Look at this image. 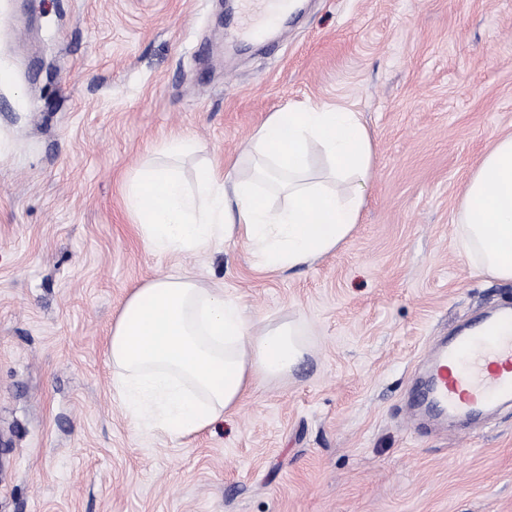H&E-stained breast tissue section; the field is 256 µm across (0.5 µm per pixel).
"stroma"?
<instances>
[{
    "label": "stroma",
    "mask_w": 512,
    "mask_h": 512,
    "mask_svg": "<svg viewBox=\"0 0 512 512\" xmlns=\"http://www.w3.org/2000/svg\"><path fill=\"white\" fill-rule=\"evenodd\" d=\"M242 2L0 0V512H512V407L458 435L409 417L429 348L512 304L456 231L512 132V0H305L260 43L233 34ZM307 101L371 134L349 242L283 274L234 243L145 247L125 206L145 166L195 188ZM180 135L194 152L163 155ZM176 271L310 331L287 379L179 440L130 427L108 354L130 293Z\"/></svg>",
    "instance_id": "stroma-1"
}]
</instances>
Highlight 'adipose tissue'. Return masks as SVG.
<instances>
[{
    "label": "adipose tissue",
    "instance_id": "adipose-tissue-1",
    "mask_svg": "<svg viewBox=\"0 0 512 512\" xmlns=\"http://www.w3.org/2000/svg\"><path fill=\"white\" fill-rule=\"evenodd\" d=\"M320 149L329 181L315 179ZM244 154L260 165L251 179L201 168L198 190L178 172L147 168L126 206L154 254L197 253L227 242L246 246L259 268L313 265L352 237L372 177L373 145L358 113L326 103L288 104L254 132ZM285 203L270 206L262 180ZM459 253L479 275L512 283V134L492 141L458 205ZM306 323L255 330L237 299L188 275L135 289L112 326V387L133 428L151 425L183 439L208 429L257 387L288 377L310 350Z\"/></svg>",
    "mask_w": 512,
    "mask_h": 512
}]
</instances>
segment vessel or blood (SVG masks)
Returning <instances> with one entry per match:
<instances>
[{
	"label": "vessel or blood",
	"mask_w": 512,
	"mask_h": 512,
	"mask_svg": "<svg viewBox=\"0 0 512 512\" xmlns=\"http://www.w3.org/2000/svg\"><path fill=\"white\" fill-rule=\"evenodd\" d=\"M512 307L473 322L466 334L431 351V377L419 402L433 413L465 418L512 403Z\"/></svg>",
	"instance_id": "b4317fda"
}]
</instances>
